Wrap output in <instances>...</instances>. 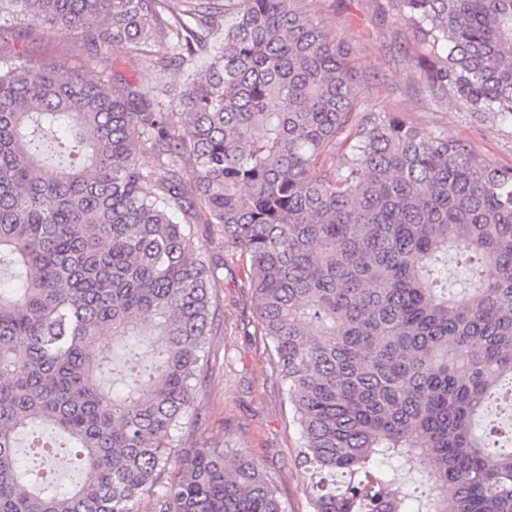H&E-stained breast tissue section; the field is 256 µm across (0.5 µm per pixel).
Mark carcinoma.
<instances>
[{
	"label": "carcinoma",
	"instance_id": "1",
	"mask_svg": "<svg viewBox=\"0 0 512 512\" xmlns=\"http://www.w3.org/2000/svg\"><path fill=\"white\" fill-rule=\"evenodd\" d=\"M384 8L418 34L434 98L512 119V0ZM5 14L150 60L169 100L105 61L90 75L0 53V512H136L172 467L157 512H286L263 466L177 435L226 256L248 267L313 512H410L383 466L422 456L426 512H512V451L480 426L512 391L511 168L365 110L351 48L299 0H0ZM214 235L222 257L200 245ZM104 330L143 347L120 392L98 377ZM40 425L83 460L65 491L16 466Z\"/></svg>",
	"mask_w": 512,
	"mask_h": 512
}]
</instances>
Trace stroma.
<instances>
[{
  "label": "stroma",
  "instance_id": "obj_1",
  "mask_svg": "<svg viewBox=\"0 0 512 512\" xmlns=\"http://www.w3.org/2000/svg\"><path fill=\"white\" fill-rule=\"evenodd\" d=\"M380 0H300L301 7L322 19L336 39L353 49L360 77L361 101L376 112H397L426 130L467 144L490 165L512 168V120L490 112H473L455 98L436 100L423 71L426 58L415 31L384 13ZM16 48L27 56L67 67L91 69V51L82 34L58 43L32 24H15ZM112 70L138 85L146 98L167 102L164 80L148 75L121 47L105 51ZM220 305L217 335L206 345V375L193 396L197 417L182 440L193 445L218 443L246 454L275 474L287 512H312L307 478L296 461L300 432L270 361V349L254 314L248 272L236 261L219 272L215 290Z\"/></svg>",
  "mask_w": 512,
  "mask_h": 512
}]
</instances>
